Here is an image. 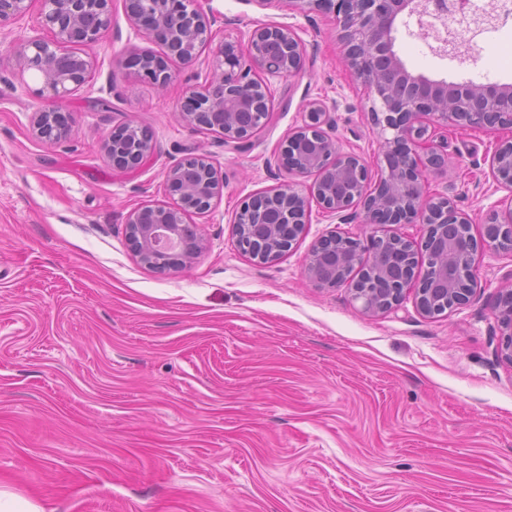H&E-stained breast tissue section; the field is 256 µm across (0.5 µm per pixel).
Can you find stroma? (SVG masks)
Returning a JSON list of instances; mask_svg holds the SVG:
<instances>
[{
	"label": "stroma",
	"mask_w": 512,
	"mask_h": 512,
	"mask_svg": "<svg viewBox=\"0 0 512 512\" xmlns=\"http://www.w3.org/2000/svg\"><path fill=\"white\" fill-rule=\"evenodd\" d=\"M215 37L166 89L134 80L130 46L154 49L112 0L90 82L64 102L67 138H36L42 106L15 77L8 46L44 36L39 0L0 29V482L46 512H512V365L492 312L512 283V252L481 249L470 301L427 316L413 298L371 315L346 288H316L307 254L320 237L399 234L420 224H365L312 207L304 234L260 264L236 246L246 198L287 181L282 141L323 101L337 147L381 159L373 95L344 63L333 14L287 0H200ZM288 26L304 47L294 76L267 77L273 109L235 149L186 127L179 103L205 84L219 46L246 47L257 26ZM408 70L433 79L512 85V21L483 33L476 60L433 52L417 19L398 25ZM147 127L156 150L115 169L113 126ZM443 165L428 192L451 198L482 238L512 193L491 172L512 130L429 122ZM202 153L224 180L206 240L189 266L158 272L130 252L126 218L167 201L165 174Z\"/></svg>",
	"instance_id": "1"
}]
</instances>
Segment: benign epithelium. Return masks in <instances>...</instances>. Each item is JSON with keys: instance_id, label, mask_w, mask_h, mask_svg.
Instances as JSON below:
<instances>
[{"instance_id": "benign-epithelium-1", "label": "benign epithelium", "mask_w": 512, "mask_h": 512, "mask_svg": "<svg viewBox=\"0 0 512 512\" xmlns=\"http://www.w3.org/2000/svg\"><path fill=\"white\" fill-rule=\"evenodd\" d=\"M33 0H0V27L26 16ZM111 0H41V23L52 37L16 39L10 47L17 74L35 76L40 96L49 104L34 112L32 132L41 140L57 142L70 131L62 102L88 83L94 60L86 49L97 45L112 26ZM314 9L332 10L339 18L338 36L345 47L348 67L373 91L376 104L369 119L383 138V167L377 180L361 157L342 153L324 130L329 110L317 100L306 106L307 122L281 144L279 166L295 176H313L310 191L280 184L271 194L280 198L274 224L260 220L265 234L248 239L240 252L265 264L291 250L304 233L311 204L335 215L340 223L346 211L360 208L363 224H422L425 232L416 244L398 235H370L364 240L331 233L311 248L309 279L320 288L348 287L364 311L391 310L408 294L427 315L466 304L474 290V255L478 242L466 237L464 250L437 259L431 248L448 250V228L469 224L448 197L424 193L420 169L439 166L443 158L428 135L424 120L468 127H512V86L497 83H448L412 74L394 51L395 23L403 16L422 15L434 7L441 28L452 21V0H290ZM133 25L160 46L151 51H128L134 76L158 89L172 80L174 62L189 64L213 39L216 19L197 6V0H125ZM498 20L497 10L481 11L473 26L450 37L436 38L435 50L457 55L460 40L473 38ZM301 41L291 29L268 24L253 30L247 51L226 42L221 47L211 80L183 98L180 118L193 129L219 134L224 144L238 147L251 141L266 126L271 99L261 75L290 77L303 66ZM155 150L152 137L142 135L132 121L112 129L103 151L112 166L139 168ZM498 184L512 193V141L501 144L492 157ZM170 201L144 205L126 221L128 239L138 260L158 270L185 267L204 249L201 234L189 235L188 216L208 212L224 182L204 154L182 158L166 172ZM263 195L244 200L235 215L236 239L250 228L251 213ZM175 237L176 250L161 237ZM483 244L512 251V202L486 219ZM501 339V355L512 365V288H501L493 307Z\"/></svg>"}]
</instances>
